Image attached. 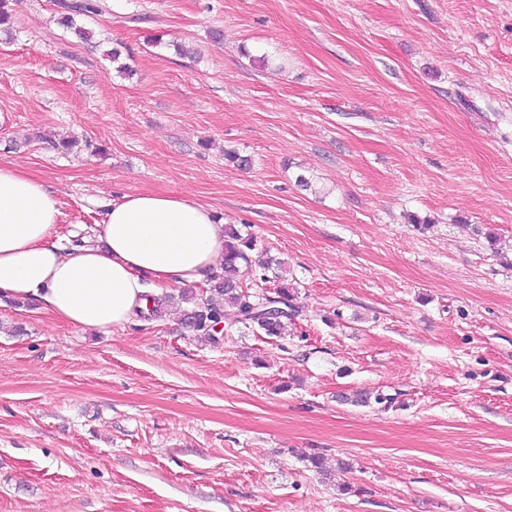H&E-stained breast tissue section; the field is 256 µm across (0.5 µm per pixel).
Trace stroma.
<instances>
[{
    "label": "stroma",
    "mask_w": 512,
    "mask_h": 512,
    "mask_svg": "<svg viewBox=\"0 0 512 512\" xmlns=\"http://www.w3.org/2000/svg\"><path fill=\"white\" fill-rule=\"evenodd\" d=\"M102 2L83 42L11 0L0 162L65 248L113 194L191 195L302 311L214 345L0 300V512H512V0Z\"/></svg>",
    "instance_id": "1"
}]
</instances>
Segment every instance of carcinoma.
I'll list each match as a JSON object with an SVG mask.
<instances>
[{
  "label": "carcinoma",
  "instance_id": "obj_1",
  "mask_svg": "<svg viewBox=\"0 0 512 512\" xmlns=\"http://www.w3.org/2000/svg\"><path fill=\"white\" fill-rule=\"evenodd\" d=\"M57 22L81 40L91 39L92 32L78 24L82 17L102 13L100 0H57ZM255 247L250 234H242L233 224L224 226V276L214 280L206 294H181L189 304L184 310L183 323L212 344H220L222 337L213 324L228 322L256 325L267 336H280L300 313L295 292L283 276L281 262L267 264L276 267L273 280L279 282L273 296H257L243 289L242 269L249 265V252Z\"/></svg>",
  "mask_w": 512,
  "mask_h": 512
}]
</instances>
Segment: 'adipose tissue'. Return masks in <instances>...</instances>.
Here are the masks:
<instances>
[{"instance_id": "adipose-tissue-1", "label": "adipose tissue", "mask_w": 512, "mask_h": 512, "mask_svg": "<svg viewBox=\"0 0 512 512\" xmlns=\"http://www.w3.org/2000/svg\"><path fill=\"white\" fill-rule=\"evenodd\" d=\"M61 210L42 178L0 164V298L82 329L117 330L139 320L164 290L218 274L224 224L189 196L127 192L107 205L93 240L51 244Z\"/></svg>"}]
</instances>
